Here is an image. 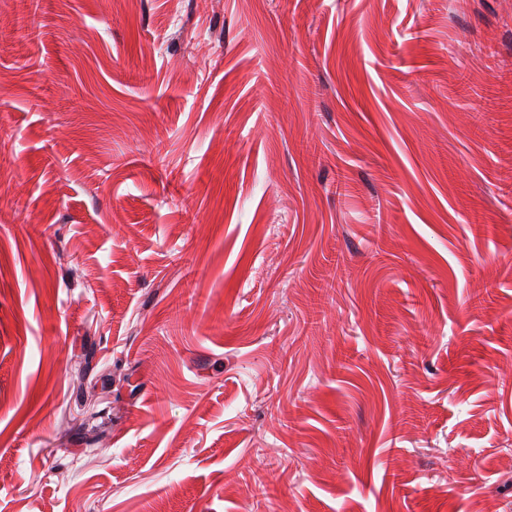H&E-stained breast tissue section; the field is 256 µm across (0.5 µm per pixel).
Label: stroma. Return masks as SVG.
<instances>
[{"label": "stroma", "mask_w": 512, "mask_h": 512, "mask_svg": "<svg viewBox=\"0 0 512 512\" xmlns=\"http://www.w3.org/2000/svg\"><path fill=\"white\" fill-rule=\"evenodd\" d=\"M160 507L512 512V0H0V512Z\"/></svg>", "instance_id": "35a3bbf8"}]
</instances>
